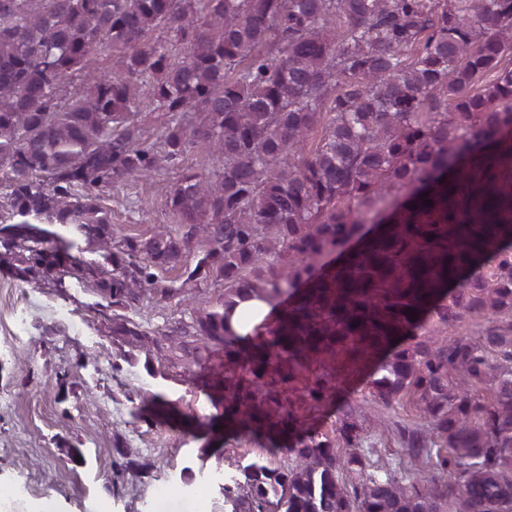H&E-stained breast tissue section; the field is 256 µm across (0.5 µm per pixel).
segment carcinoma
I'll return each mask as SVG.
<instances>
[{"mask_svg": "<svg viewBox=\"0 0 512 512\" xmlns=\"http://www.w3.org/2000/svg\"><path fill=\"white\" fill-rule=\"evenodd\" d=\"M101 48L112 72L85 70ZM508 50L512 0H0V245L27 254L35 279L65 265L84 281L93 270L70 254L82 240L112 263L101 290L127 307L151 287L161 303L222 286L186 320L148 331L121 317L112 332L224 351L211 387L225 426L269 443L216 485L229 512H512ZM141 98L164 118L157 143L143 140ZM194 147L213 166L166 192L178 229L114 228L96 190L178 168ZM393 208L383 234L364 231ZM358 237L348 260L322 262ZM190 257L179 287L158 286L153 270ZM285 295L271 339L240 343L238 305ZM475 317L481 330L448 335ZM340 352L373 361L385 409L415 397L422 423L402 447L435 461L428 475L339 455L265 390ZM172 411L157 394L138 414Z\"/></svg>", "mask_w": 512, "mask_h": 512, "instance_id": "1", "label": "carcinoma"}]
</instances>
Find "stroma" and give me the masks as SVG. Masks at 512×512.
Returning <instances> with one entry per match:
<instances>
[{
	"label": "stroma",
	"mask_w": 512,
	"mask_h": 512,
	"mask_svg": "<svg viewBox=\"0 0 512 512\" xmlns=\"http://www.w3.org/2000/svg\"><path fill=\"white\" fill-rule=\"evenodd\" d=\"M182 168L160 173L154 183H112L100 202L123 234L149 237L155 226L172 224L162 198ZM21 262L0 261V485L27 486L12 496L10 512H29L56 499L60 512H220L222 502L207 478L231 471L235 461L264 451L246 432L214 429L224 411L202 381H189V351L161 355L154 348L112 333L117 316L98 287L89 288L58 271L51 281L20 277ZM366 362L345 355L301 369L286 386L287 408L304 428L329 438L339 455L348 447L343 420L361 423V444L382 457L404 459L399 428L419 423L412 395L391 417L396 430L379 435L372 422L382 411L371 394ZM325 383L323 400L310 391ZM160 394L182 415L196 419L194 434L135 418L149 396ZM149 469H139V462ZM170 493H160L162 485Z\"/></svg>",
	"instance_id": "1"
}]
</instances>
